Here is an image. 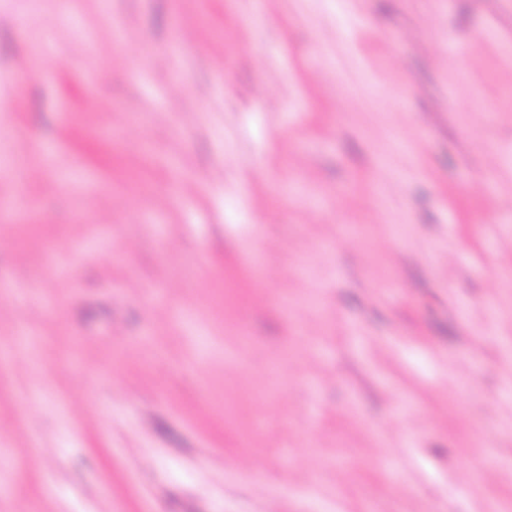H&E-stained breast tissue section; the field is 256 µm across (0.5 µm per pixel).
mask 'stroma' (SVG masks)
I'll use <instances>...</instances> for the list:
<instances>
[{
    "label": "stroma",
    "mask_w": 512,
    "mask_h": 512,
    "mask_svg": "<svg viewBox=\"0 0 512 512\" xmlns=\"http://www.w3.org/2000/svg\"><path fill=\"white\" fill-rule=\"evenodd\" d=\"M0 512H512V0H0Z\"/></svg>",
    "instance_id": "obj_1"
}]
</instances>
